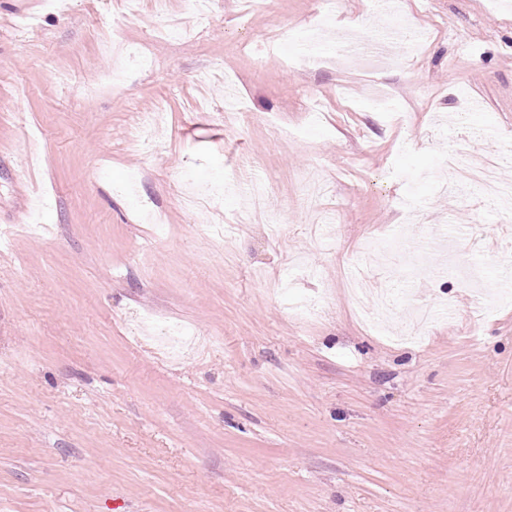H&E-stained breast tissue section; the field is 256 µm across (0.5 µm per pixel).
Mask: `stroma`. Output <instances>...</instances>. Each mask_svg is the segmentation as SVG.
<instances>
[{
	"instance_id": "1",
	"label": "stroma",
	"mask_w": 512,
	"mask_h": 512,
	"mask_svg": "<svg viewBox=\"0 0 512 512\" xmlns=\"http://www.w3.org/2000/svg\"><path fill=\"white\" fill-rule=\"evenodd\" d=\"M399 8L429 37L369 68L291 35L393 43L370 0H0V512H512V227L446 166L512 178V0ZM115 32L153 60L118 88ZM451 225L476 322L440 255L365 249Z\"/></svg>"
}]
</instances>
